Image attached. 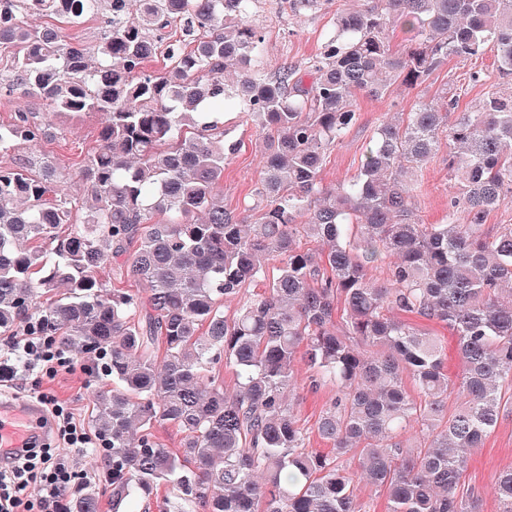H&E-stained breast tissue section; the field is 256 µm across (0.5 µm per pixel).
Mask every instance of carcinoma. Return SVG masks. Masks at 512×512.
<instances>
[{
  "label": "carcinoma",
  "instance_id": "obj_1",
  "mask_svg": "<svg viewBox=\"0 0 512 512\" xmlns=\"http://www.w3.org/2000/svg\"><path fill=\"white\" fill-rule=\"evenodd\" d=\"M10 2L0 90L17 108L0 123V154L46 137L31 98L95 113L101 128L80 198L41 154L0 167V332L37 319L111 378L92 402L112 512L161 483L175 500L158 512H361L362 483L386 512H480L466 472L512 404V225L484 228L512 201V0H364L336 15L306 75L286 63L273 77L255 64L256 0ZM34 14L55 23L34 27ZM90 18L101 31L87 49L67 30ZM399 25L417 33L403 50ZM488 48L508 98L494 87L451 124L456 98L418 101L377 128L349 184H322L326 151L359 120L357 94L378 96L387 79L413 88L448 57ZM159 54L163 69H145ZM226 103L263 140L240 212L224 207L239 147L224 140ZM445 142L462 193L447 223L425 224L414 192ZM118 257L138 288L106 293ZM389 257L386 280L369 277ZM251 283L262 291L226 306ZM419 319L448 328L456 373ZM300 354L308 389H335L316 422L326 453L307 448L291 400ZM161 422L182 430L181 451L155 440ZM491 493L512 512V467ZM73 512H99V493Z\"/></svg>",
  "mask_w": 512,
  "mask_h": 512
}]
</instances>
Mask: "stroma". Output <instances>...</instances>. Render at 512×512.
I'll list each match as a JSON object with an SVG mask.
<instances>
[{
	"instance_id": "stroma-1",
	"label": "stroma",
	"mask_w": 512,
	"mask_h": 512,
	"mask_svg": "<svg viewBox=\"0 0 512 512\" xmlns=\"http://www.w3.org/2000/svg\"><path fill=\"white\" fill-rule=\"evenodd\" d=\"M352 5L353 0H324L318 8L296 12L290 9L289 0H257L252 19L265 36L258 58L260 67L272 75L287 62L304 66L318 53L334 14ZM475 70L484 72L485 81L470 82L469 74ZM498 81L495 53L489 50L476 60L449 59L416 88L409 89L395 82L381 97L359 95L360 120L337 144L328 148L320 173L323 184L348 182L356 174L376 128L395 113L411 111L415 101L435 100L446 90L457 96L459 111L474 112ZM49 123V134L37 150L49 156L59 172L65 173L68 194L82 196L83 184L77 172L88 151L98 145L100 118L94 114L80 117L57 114L50 116ZM224 132L227 140L239 144L224 169V205L237 211L248 202L259 179L262 145L254 130L243 125L237 110L229 106L224 109ZM458 192V186L448 179V151L440 149L422 170L415 197L419 218L427 224L445 223L448 201ZM75 361V373L43 379L37 388L28 380H17L11 396L32 401L38 391L50 392L76 408L85 423H92L96 410L91 396L105 378L86 370L84 355H76ZM508 467H512V410L504 413L483 448L475 452L467 472V484L482 497V512H497L498 503L491 486L496 474Z\"/></svg>"
}]
</instances>
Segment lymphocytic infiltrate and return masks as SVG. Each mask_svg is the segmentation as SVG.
Wrapping results in <instances>:
<instances>
[{
    "instance_id": "obj_1",
    "label": "lymphocytic infiltrate",
    "mask_w": 512,
    "mask_h": 512,
    "mask_svg": "<svg viewBox=\"0 0 512 512\" xmlns=\"http://www.w3.org/2000/svg\"><path fill=\"white\" fill-rule=\"evenodd\" d=\"M0 352L7 360L0 367L1 387L21 373L53 378L76 368L69 349L52 337L37 335L30 322L22 333L1 336ZM37 400L46 413L53 441L42 444L37 452L26 448L0 457V512H68L88 478L71 463L69 450L103 445L97 432L85 425L71 405L49 392L38 394Z\"/></svg>"
}]
</instances>
